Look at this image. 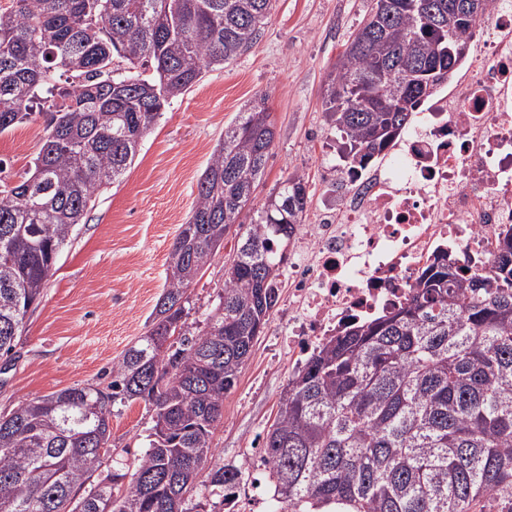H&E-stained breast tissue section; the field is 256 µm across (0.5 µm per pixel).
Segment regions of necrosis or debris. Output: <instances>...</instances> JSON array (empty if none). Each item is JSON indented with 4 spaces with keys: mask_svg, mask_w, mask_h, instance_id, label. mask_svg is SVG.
<instances>
[{
    "mask_svg": "<svg viewBox=\"0 0 512 512\" xmlns=\"http://www.w3.org/2000/svg\"><path fill=\"white\" fill-rule=\"evenodd\" d=\"M335 177V202L288 250L296 365L343 324L400 305L437 248L493 268L512 227V0H493L455 87L425 102L387 158Z\"/></svg>",
    "mask_w": 512,
    "mask_h": 512,
    "instance_id": "1",
    "label": "necrosis or debris"
}]
</instances>
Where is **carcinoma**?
I'll return each instance as SVG.
<instances>
[{
  "mask_svg": "<svg viewBox=\"0 0 512 512\" xmlns=\"http://www.w3.org/2000/svg\"><path fill=\"white\" fill-rule=\"evenodd\" d=\"M374 0L326 80L323 112L349 170L411 122L424 73L448 46L438 19L473 35L454 0ZM425 3L424 15L413 6ZM273 0H7L0 5V133L46 118L28 176L0 185V357H11L63 249L96 196L119 181L160 112L203 71L260 36ZM259 94L224 128L172 249L179 260L147 331L112 381L70 387L0 415V512H192L178 494L210 466L234 492L248 464H208L224 395L279 298L308 179L238 225L240 246L204 330L186 325L188 286L252 202L275 139ZM498 265L465 275L436 251L405 302L326 338L288 380L262 437L272 512H512V228ZM147 402L149 448L131 475L102 465L112 402ZM122 488L119 494L115 488Z\"/></svg>",
  "mask_w": 512,
  "mask_h": 512,
  "instance_id": "obj_1",
  "label": "carcinoma"
}]
</instances>
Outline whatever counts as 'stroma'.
<instances>
[{
	"label": "stroma",
	"mask_w": 512,
	"mask_h": 512,
	"mask_svg": "<svg viewBox=\"0 0 512 512\" xmlns=\"http://www.w3.org/2000/svg\"><path fill=\"white\" fill-rule=\"evenodd\" d=\"M370 6V0H276L259 39L235 60L207 71L173 99L144 135L119 183L104 190L61 253L38 307L5 372L0 414L68 387L107 386L112 365L146 331L165 284L167 260L188 220L197 181L225 127L256 94L268 96L275 140L253 201L238 221L250 223L288 173L309 179L305 223H313L327 181L339 163L322 90ZM46 134L36 117L0 134V180L18 183ZM238 238L227 234L209 269L188 288L186 320L199 330L224 292V266ZM280 298L236 386L224 398V420L212 444L218 463L249 459L274 422L294 369L282 341ZM153 412L144 401L112 405L105 466L134 468L149 446Z\"/></svg>",
	"instance_id": "1"
}]
</instances>
